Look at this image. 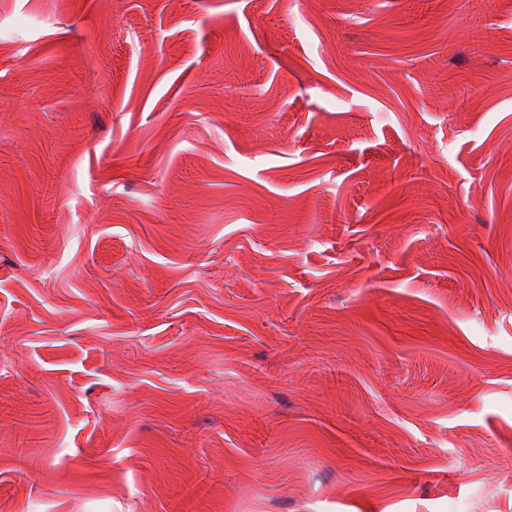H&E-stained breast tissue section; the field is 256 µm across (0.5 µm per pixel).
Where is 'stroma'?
Instances as JSON below:
<instances>
[{
  "label": "stroma",
  "mask_w": 512,
  "mask_h": 512,
  "mask_svg": "<svg viewBox=\"0 0 512 512\" xmlns=\"http://www.w3.org/2000/svg\"><path fill=\"white\" fill-rule=\"evenodd\" d=\"M0 512H512V0H0Z\"/></svg>",
  "instance_id": "1"
}]
</instances>
